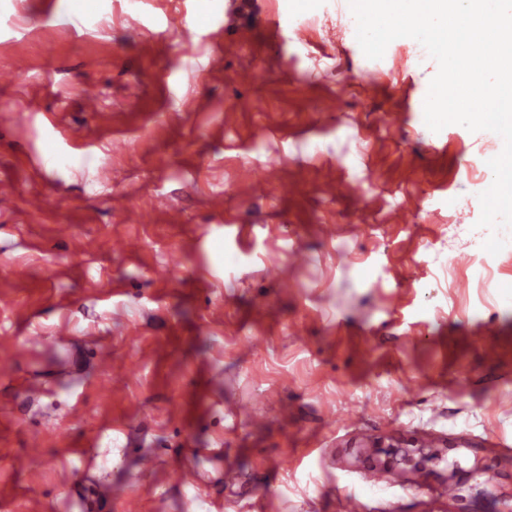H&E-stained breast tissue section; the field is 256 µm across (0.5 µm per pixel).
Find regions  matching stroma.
I'll return each mask as SVG.
<instances>
[{"mask_svg": "<svg viewBox=\"0 0 512 512\" xmlns=\"http://www.w3.org/2000/svg\"><path fill=\"white\" fill-rule=\"evenodd\" d=\"M19 60L0 512H512V258L468 232L488 149L426 126L419 42L366 58L349 0H0ZM415 461L425 491L360 480Z\"/></svg>", "mask_w": 512, "mask_h": 512, "instance_id": "1", "label": "stroma"}]
</instances>
